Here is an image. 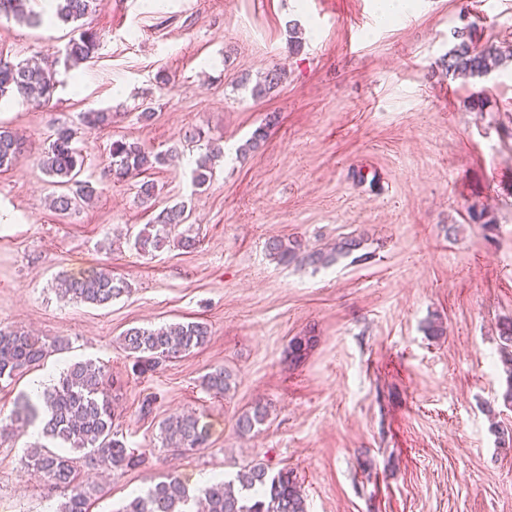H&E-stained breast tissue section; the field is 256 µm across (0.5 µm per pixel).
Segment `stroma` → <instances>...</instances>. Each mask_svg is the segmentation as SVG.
Returning <instances> with one entry per match:
<instances>
[{"label": "stroma", "instance_id": "35a3bbf8", "mask_svg": "<svg viewBox=\"0 0 512 512\" xmlns=\"http://www.w3.org/2000/svg\"><path fill=\"white\" fill-rule=\"evenodd\" d=\"M84 23L103 44L89 64L56 63L52 107L17 98L0 110L23 142L0 172V328L69 343L0 383V414L41 374L102 366L118 436L144 461L99 477L91 512H114L168 475L193 491L199 476L230 478L254 459L293 470L307 512H512V446L497 434L512 430L497 331L512 318V63L484 79L448 77L443 65L456 28L512 47V0H416L392 22L377 0H97ZM72 32L0 16V51L40 60ZM276 66L282 83L253 99L249 85ZM477 90L479 111L467 105ZM101 109L109 126L81 127V113ZM58 121L78 126L81 177L97 188L68 216L51 208L56 188L39 166ZM262 126L264 146L239 154ZM193 128L224 147L201 188V149L183 140ZM120 139L178 152L147 173L159 189L151 207L132 184L101 183ZM180 203L195 246L137 252L132 238ZM474 205L493 231L470 220ZM273 236L309 248L358 237L369 258L280 262L265 248ZM98 270L129 293L105 307L58 296L59 273ZM435 314L445 334L434 339ZM189 321L207 323L209 342L156 371L140 373L120 345L128 328ZM304 335L315 346L291 365L289 342ZM216 366L233 373L221 399L201 385ZM258 401L270 418L240 437L236 418ZM184 412L201 414L209 445L175 455L159 426ZM30 441L0 444V512H54L61 500L21 465Z\"/></svg>", "mask_w": 512, "mask_h": 512}]
</instances>
